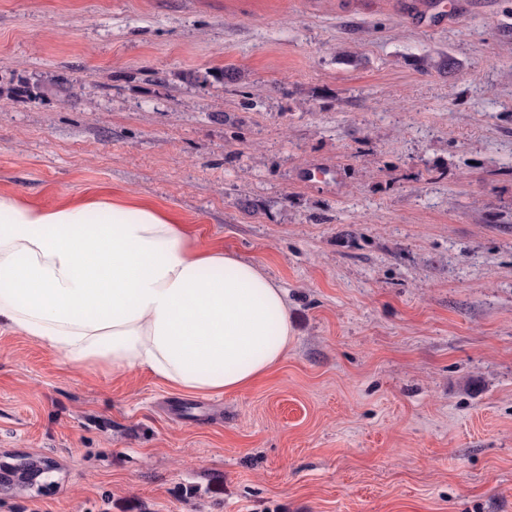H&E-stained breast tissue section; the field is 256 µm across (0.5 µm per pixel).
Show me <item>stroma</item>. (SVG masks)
Returning a JSON list of instances; mask_svg holds the SVG:
<instances>
[{
  "label": "stroma",
  "instance_id": "1",
  "mask_svg": "<svg viewBox=\"0 0 512 512\" xmlns=\"http://www.w3.org/2000/svg\"><path fill=\"white\" fill-rule=\"evenodd\" d=\"M454 2L0 0V192L172 210L292 326L196 423L0 328V512H512V0Z\"/></svg>",
  "mask_w": 512,
  "mask_h": 512
}]
</instances>
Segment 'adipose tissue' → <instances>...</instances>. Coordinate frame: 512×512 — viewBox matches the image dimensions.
<instances>
[{
    "instance_id": "1",
    "label": "adipose tissue",
    "mask_w": 512,
    "mask_h": 512,
    "mask_svg": "<svg viewBox=\"0 0 512 512\" xmlns=\"http://www.w3.org/2000/svg\"><path fill=\"white\" fill-rule=\"evenodd\" d=\"M0 324L64 364L146 368L210 395L270 372L291 336L283 290L256 264L199 245L171 211L107 196L0 193Z\"/></svg>"
}]
</instances>
